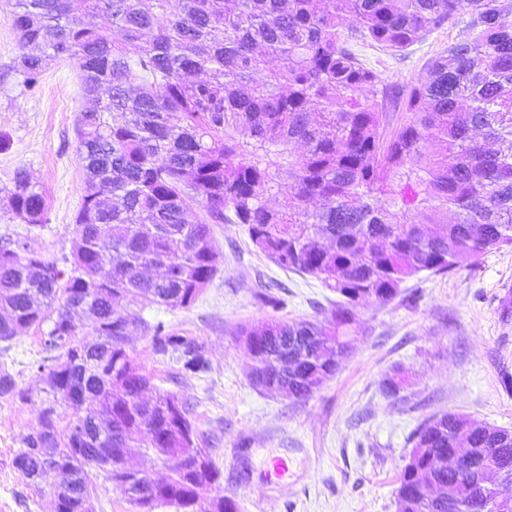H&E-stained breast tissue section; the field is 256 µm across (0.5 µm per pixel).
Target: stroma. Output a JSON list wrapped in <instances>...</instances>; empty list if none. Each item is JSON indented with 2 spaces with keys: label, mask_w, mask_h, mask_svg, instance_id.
<instances>
[{
  "label": "stroma",
  "mask_w": 512,
  "mask_h": 512,
  "mask_svg": "<svg viewBox=\"0 0 512 512\" xmlns=\"http://www.w3.org/2000/svg\"><path fill=\"white\" fill-rule=\"evenodd\" d=\"M9 12L8 0H0V240L22 239L60 262L75 246L85 180L75 134L79 79L65 61L50 62L33 85L13 71L20 49ZM462 35V27L447 26L402 52L368 47L361 54L385 82L411 85L424 79L428 59ZM19 167L46 193L42 226L10 212L6 188ZM212 232L223 263L189 307L126 308L130 317L164 322L204 347L209 367L192 375L156 354L144 329L126 344L158 390L193 407V424L220 472L201 491L203 505L229 497L237 512H396L412 436L426 418L462 413L512 431V390L504 386L512 378V318L500 312L504 285L512 283V249L447 275L413 276L389 303L360 304L352 349L320 391L297 401L252 384L237 331L270 319L322 318L338 294L277 266L241 225L216 224ZM45 355L34 327L0 342V369L29 394L23 403L0 398V512H54L52 498L13 466L23 437L39 427L45 394L37 367ZM391 378L399 383L394 393L385 389ZM277 457L287 460L288 475L266 479Z\"/></svg>",
  "instance_id": "obj_1"
}]
</instances>
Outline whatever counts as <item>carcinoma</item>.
Segmentation results:
<instances>
[{
  "label": "carcinoma",
  "instance_id": "1",
  "mask_svg": "<svg viewBox=\"0 0 512 512\" xmlns=\"http://www.w3.org/2000/svg\"><path fill=\"white\" fill-rule=\"evenodd\" d=\"M112 19L118 40L97 24ZM29 83L68 60L91 106L76 120L85 170L77 243L65 271L21 240L0 244V341L48 325L38 366L41 427L13 466L39 484L54 466L55 512H93L90 473L137 512L160 500L190 512L197 472L175 464L159 496L146 469L121 480L100 464L101 436L173 457L196 435L192 408L158 392L116 342L124 300L189 306L223 254L211 224H240L278 266L314 276L342 300L319 321L242 327L249 375L261 389L305 400L352 348L356 306L394 299L419 273L512 249V3L508 0H13ZM464 25L426 63L417 85L386 84L354 46L403 51L434 29ZM402 107L388 128V106ZM7 190L13 215L39 226L44 191L24 168ZM285 195L288 210L272 200ZM203 217L191 222L192 204ZM91 317L88 343L79 317ZM155 353L199 374L202 346L144 323ZM0 398L25 401L0 370ZM66 427H61L64 416ZM476 450L481 468L442 473L437 457ZM461 479L452 501L417 494ZM512 483V433L462 414L424 420L413 435L396 512H501Z\"/></svg>",
  "mask_w": 512,
  "mask_h": 512
}]
</instances>
